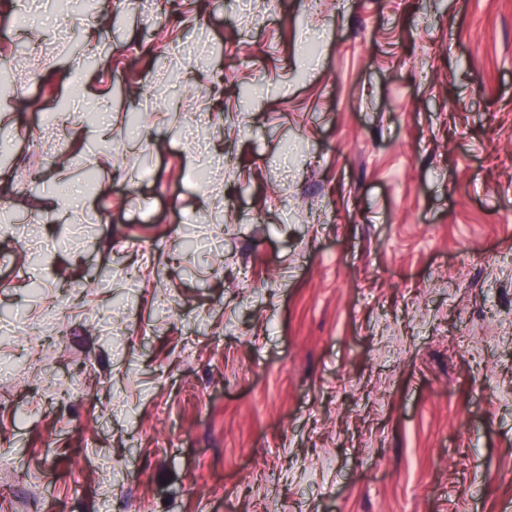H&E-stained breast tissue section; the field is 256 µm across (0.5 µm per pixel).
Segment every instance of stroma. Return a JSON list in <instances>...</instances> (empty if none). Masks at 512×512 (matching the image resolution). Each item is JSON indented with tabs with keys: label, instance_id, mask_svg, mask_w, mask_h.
Segmentation results:
<instances>
[{
	"label": "stroma",
	"instance_id": "1",
	"mask_svg": "<svg viewBox=\"0 0 512 512\" xmlns=\"http://www.w3.org/2000/svg\"><path fill=\"white\" fill-rule=\"evenodd\" d=\"M153 2L106 0L80 54L79 12L19 34L0 9V57L29 48L0 147L38 178L0 169V492L512 512V0H177V25ZM78 82L97 127L47 118Z\"/></svg>",
	"mask_w": 512,
	"mask_h": 512
}]
</instances>
